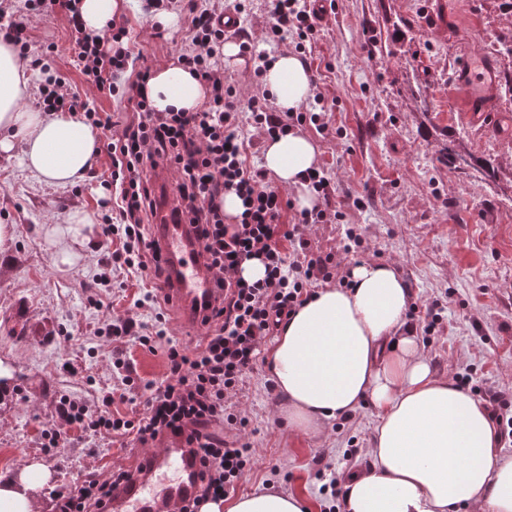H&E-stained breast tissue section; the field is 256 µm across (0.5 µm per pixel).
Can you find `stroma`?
<instances>
[{"label": "stroma", "mask_w": 512, "mask_h": 512, "mask_svg": "<svg viewBox=\"0 0 512 512\" xmlns=\"http://www.w3.org/2000/svg\"><path fill=\"white\" fill-rule=\"evenodd\" d=\"M325 9L306 52L313 91L330 106L332 134H305L318 145L343 218L314 226L311 239L336 252L345 230L356 229L366 257L393 263L415 300L446 299L442 320L420 338L436 373L451 378L467 370L475 385L512 395V205L448 170L439 153L442 135L457 130L477 154H512V137L466 123L451 78L459 43L487 53L485 39L496 35L498 21L486 0H325ZM125 16L143 65L176 62L184 26L153 39L138 0ZM31 35L55 42L52 67L79 101L121 122L130 117L123 101L94 93L76 69L63 18L34 22ZM414 82L426 90L427 113L411 106L407 87ZM76 208L97 213L84 181L47 185L17 159L0 156V224L14 228L10 251L0 253V363L11 370L9 392L0 396V473L35 458L52 470L56 487L127 466L134 448L116 434L90 445L77 431L64 447H42L43 434L61 423L62 397L90 403L120 387L100 330L107 315H124L143 283L133 275L120 288L94 287V238L86 260L56 266L43 226ZM107 298L111 310L95 307ZM120 349L142 381L165 379L166 345L151 351L128 338ZM268 378L258 365L231 398L253 448L252 468L236 492L296 490L311 512H322L314 456L338 472L368 467L376 414L365 405L325 435H303L289 428Z\"/></svg>", "instance_id": "obj_1"}]
</instances>
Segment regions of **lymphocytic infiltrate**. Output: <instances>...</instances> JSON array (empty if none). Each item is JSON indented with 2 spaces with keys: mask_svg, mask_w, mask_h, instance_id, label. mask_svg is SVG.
Returning a JSON list of instances; mask_svg holds the SVG:
<instances>
[{
  "mask_svg": "<svg viewBox=\"0 0 512 512\" xmlns=\"http://www.w3.org/2000/svg\"><path fill=\"white\" fill-rule=\"evenodd\" d=\"M144 9H174L187 19L185 49L177 61L206 83L209 100L204 109L157 112L151 108L145 92L151 69L137 67L127 21L112 20L95 34L87 31L77 0H25L20 9L0 4V38L17 49L21 61L44 74L36 92L37 108L67 112L90 125L112 161L109 175L93 167L86 172L87 181L97 183L103 192L97 200L101 239L95 283L108 288L113 274L140 271L153 286L133 303L135 310L149 308L151 323L138 322L133 313L109 321L104 330L114 346L112 364L121 377L123 394H105L94 406L61 399L63 424L46 434L44 446L61 447L75 429L92 436H129L143 446L167 436L181 438L199 462L201 486L196 501L183 505L180 512H199L203 502L235 492L253 460L250 443L217 440L208 431L210 424L223 419L234 428L244 427V419L227 411L229 395L254 371L262 341L314 296L315 283L342 277L341 256L360 258L356 248L360 237L349 233L338 255L314 247L307 238L309 226L332 224L341 217L335 189L323 168L307 175L320 198L319 207L297 213L287 192L248 164L247 147L237 134L242 122L269 138L307 124L324 133L328 124L324 114L279 111L268 96L246 98L230 84L217 63L229 0H145ZM35 14L67 19L79 71L93 89L121 95L133 112L130 120L116 123L111 113L78 102L62 78L52 75L55 45L48 42L34 49L29 22ZM317 18L312 0H270L260 37L239 36L241 54L253 57L254 75H261L266 64L265 55L255 49L256 40H276L289 33L306 40ZM131 68L136 71L134 80L119 86L118 76ZM161 168L174 179L172 217L176 223L193 226L205 266L222 295L203 317L201 340L195 347L167 344L168 375L157 384L141 382L117 344L130 335L150 349L167 343L170 299L161 292L166 268L150 233L159 206L155 178ZM229 190L243 203L241 214L230 222L222 208ZM252 259L264 264L265 278L249 282L237 277L239 266ZM118 400L129 402L130 416H112L110 408ZM128 476V470L120 468L102 478L88 477L75 489L55 491L53 512H106L113 488Z\"/></svg>",
  "mask_w": 512,
  "mask_h": 512,
  "instance_id": "f902f5d3",
  "label": "lymphocytic infiltrate"
}]
</instances>
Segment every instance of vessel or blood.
<instances>
[{
	"mask_svg": "<svg viewBox=\"0 0 512 512\" xmlns=\"http://www.w3.org/2000/svg\"><path fill=\"white\" fill-rule=\"evenodd\" d=\"M497 82L493 61H479L476 53L462 49L454 83L471 119L494 115ZM154 237L168 269V293L179 321L184 329H194L205 304L218 295L213 276L195 255L197 246L189 225L170 223L167 215H160ZM131 459V476L113 493L108 512H178L184 502L196 497L198 466L180 439L168 437L159 447L132 452Z\"/></svg>",
	"mask_w": 512,
	"mask_h": 512,
	"instance_id": "1",
	"label": "vessel or blood"
}]
</instances>
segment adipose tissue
Returning a JSON list of instances; mask_svg holds the SVG:
<instances>
[{"mask_svg":"<svg viewBox=\"0 0 512 512\" xmlns=\"http://www.w3.org/2000/svg\"><path fill=\"white\" fill-rule=\"evenodd\" d=\"M33 70L0 40V156L48 185L83 178L93 160L91 127L66 112L26 110ZM262 84L280 110H296L312 94L309 72L282 48ZM147 96L155 111L194 112L207 99L199 77L179 65L154 69ZM318 147L291 132L263 141V163L294 194L299 209L316 197L303 176ZM82 210L45 230L57 263L75 265L90 240ZM348 286L327 285L293 314L265 350V364L296 431L318 435L328 423L368 404L377 416L371 467L344 475V512H512V457L498 446L484 406L437 375L406 319L411 292L393 264L350 266ZM51 471L36 459L0 475V512H40ZM303 496L258 488L202 512H307Z\"/></svg>","mask_w":512,"mask_h":512,"instance_id":"1","label":"adipose tissue"}]
</instances>
